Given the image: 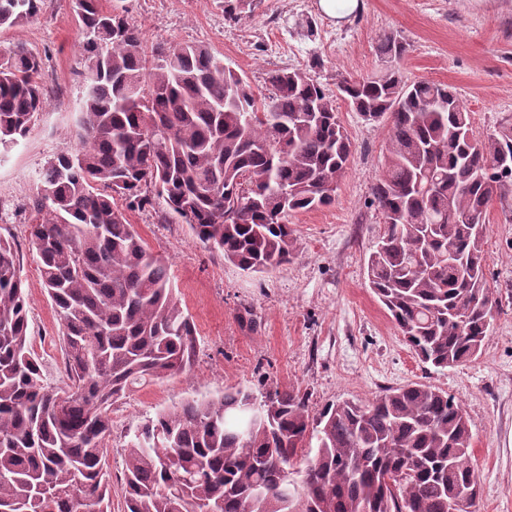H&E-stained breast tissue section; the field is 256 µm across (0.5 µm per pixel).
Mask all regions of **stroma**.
<instances>
[{
	"label": "stroma",
	"instance_id": "35a3bbf8",
	"mask_svg": "<svg viewBox=\"0 0 512 512\" xmlns=\"http://www.w3.org/2000/svg\"><path fill=\"white\" fill-rule=\"evenodd\" d=\"M101 3L137 24L147 45H205L263 93L269 72L278 69L306 70L332 94L343 79L378 74L387 66L378 40L389 34L406 47L399 66L408 80L458 92L474 136L512 123V0H362V8L337 21L320 11L318 0H253L249 16L238 20L225 14L224 0ZM81 39L72 0H43L38 19L0 28V50L20 44L42 60L38 81L47 102L26 136L0 153V237L17 251L30 343L45 386L56 391L69 385L61 325L29 227L42 219L32 203L46 162L79 145ZM336 108L352 142L350 163L330 205L288 215L296 254L273 271L244 272L200 243L185 222H162V202L138 211L117 201L148 249L168 264L195 327L197 352L190 371L113 404L106 457L112 512H126L128 444L162 408L190 397L215 398L231 387L258 395L278 384L308 393L316 414L414 382L447 391L469 419L480 491L466 512H512V220L499 204L490 206L486 286L499 305L481 351L458 367L423 364L368 286L369 255L385 229L372 187L382 171L387 122L365 120L342 99Z\"/></svg>",
	"mask_w": 512,
	"mask_h": 512
}]
</instances>
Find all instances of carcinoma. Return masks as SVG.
<instances>
[{
    "mask_svg": "<svg viewBox=\"0 0 512 512\" xmlns=\"http://www.w3.org/2000/svg\"><path fill=\"white\" fill-rule=\"evenodd\" d=\"M41 2L0 0V27L37 17ZM74 4L80 146L44 166L34 206L47 217L30 228L71 386L43 383L20 264L0 238V512H110L112 403L193 365L195 328L168 267L115 197L139 210L164 200L163 220L182 218L224 260L262 273L295 255L288 214L330 205L352 157L336 99L308 73L274 70L271 92L258 93L204 45H159L149 59L125 15ZM404 51L381 40L387 59ZM40 69L21 46L0 52V150L42 108ZM338 91L366 120L390 121L369 286L422 363L471 361L497 304L483 245L491 202L512 212V123L476 140L451 86L410 83L396 67ZM308 402L276 385L159 411L127 448L126 512H450L460 494L476 497L469 421L448 392L411 383L316 418ZM312 446L290 481L298 450Z\"/></svg>",
    "mask_w": 512,
    "mask_h": 512,
    "instance_id": "carcinoma-1",
    "label": "carcinoma"
}]
</instances>
